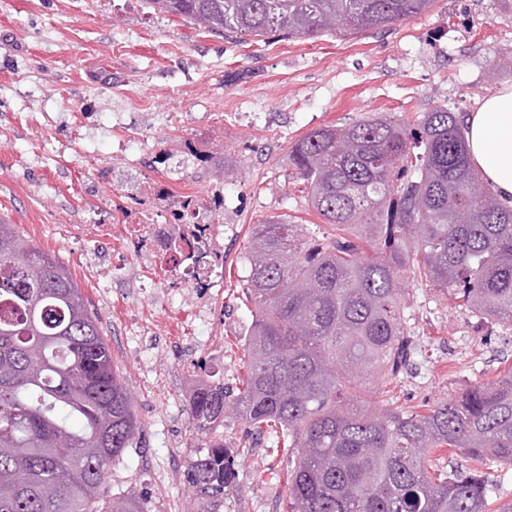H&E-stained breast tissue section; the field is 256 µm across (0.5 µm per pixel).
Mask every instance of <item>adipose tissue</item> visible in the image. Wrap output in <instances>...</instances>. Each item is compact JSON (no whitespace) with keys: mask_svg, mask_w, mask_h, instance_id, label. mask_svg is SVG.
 I'll return each mask as SVG.
<instances>
[{"mask_svg":"<svg viewBox=\"0 0 512 512\" xmlns=\"http://www.w3.org/2000/svg\"><path fill=\"white\" fill-rule=\"evenodd\" d=\"M464 122L470 163L501 200L512 205V86L484 97Z\"/></svg>","mask_w":512,"mask_h":512,"instance_id":"obj_1","label":"adipose tissue"}]
</instances>
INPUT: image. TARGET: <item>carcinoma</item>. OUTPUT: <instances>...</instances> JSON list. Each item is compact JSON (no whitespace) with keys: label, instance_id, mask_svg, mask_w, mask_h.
I'll use <instances>...</instances> for the list:
<instances>
[{"label":"carcinoma","instance_id":"carcinoma-1","mask_svg":"<svg viewBox=\"0 0 512 512\" xmlns=\"http://www.w3.org/2000/svg\"><path fill=\"white\" fill-rule=\"evenodd\" d=\"M435 0H145L227 39L391 30ZM466 127L434 107L417 126L386 116L311 130L288 151L308 205L338 233L258 224L246 254L254 307L237 392L200 386L194 428L228 412L288 437L282 512H512L488 501L487 459L512 466V367L420 410L369 408L364 379H396L414 354L400 280L459 289L512 329V206L469 163ZM201 266L189 239L174 247ZM140 422L99 317L58 259L0 221V512H143L108 495L112 460ZM438 448L473 463L450 470ZM231 458L188 463L191 492L224 495Z\"/></svg>","mask_w":512,"mask_h":512}]
</instances>
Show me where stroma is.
Masks as SVG:
<instances>
[{
	"instance_id": "35a3bbf8",
	"label": "stroma",
	"mask_w": 512,
	"mask_h": 512,
	"mask_svg": "<svg viewBox=\"0 0 512 512\" xmlns=\"http://www.w3.org/2000/svg\"><path fill=\"white\" fill-rule=\"evenodd\" d=\"M512 0H436L390 31L234 41L143 0H0V214L68 268L132 394L141 429L112 464L113 498L143 512H281L286 457L275 433L235 415L198 435L194 389H235L251 322L243 287L254 225L325 228L288 165L320 126L366 116L414 122L442 106L474 111L505 85ZM224 193L210 271L196 292L182 268L139 246L140 215ZM415 353L389 385L399 405L444 401L512 366V331L453 293L404 283ZM207 319H200V309ZM222 444L234 461L222 497L188 490L187 463Z\"/></svg>"
}]
</instances>
